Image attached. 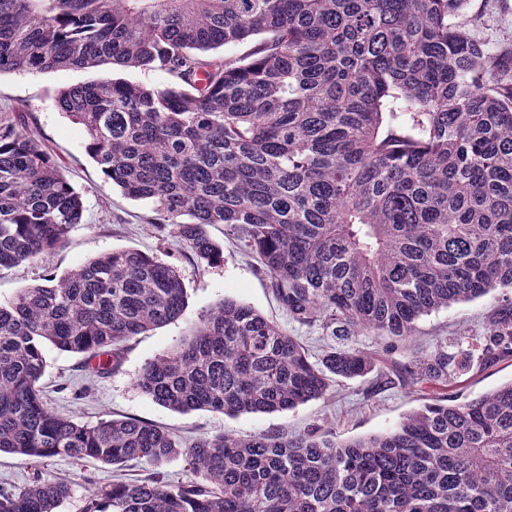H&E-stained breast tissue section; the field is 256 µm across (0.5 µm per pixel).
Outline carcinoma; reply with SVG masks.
I'll use <instances>...</instances> for the list:
<instances>
[{
	"label": "carcinoma",
	"instance_id": "cac0c4a2",
	"mask_svg": "<svg viewBox=\"0 0 512 512\" xmlns=\"http://www.w3.org/2000/svg\"><path fill=\"white\" fill-rule=\"evenodd\" d=\"M490 2L471 15L472 0H0V73L172 78L103 77L55 102L103 177L150 202L194 256L224 262L206 227L225 225L288 316L335 342L313 361L226 299L144 365V394L181 413L292 410L376 370L360 332L409 339L421 317L497 289L482 335L409 358L377 388L442 391L512 360V45L469 33ZM83 211L25 123L0 124V268L61 247ZM186 302L174 266L122 249L0 303V452L152 468L81 512H512V381L348 441L226 432L183 447L136 418L87 425L48 407L44 344L103 377L123 342ZM179 456L201 480L164 481ZM70 486L36 475L0 488V512H58Z\"/></svg>",
	"mask_w": 512,
	"mask_h": 512
}]
</instances>
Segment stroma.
Returning a JSON list of instances; mask_svg holds the SVG:
<instances>
[{"label":"stroma","instance_id":"obj_1","mask_svg":"<svg viewBox=\"0 0 512 512\" xmlns=\"http://www.w3.org/2000/svg\"><path fill=\"white\" fill-rule=\"evenodd\" d=\"M102 69H69L45 74H0V120L23 117L42 147L64 167V174L84 203L82 223L73 225L66 243L37 262L0 269V302L12 299L20 290L41 284L49 275L63 276L91 258L115 249L132 248L154 255L173 265L180 273L186 291L183 315L167 324L127 340L121 363L104 377L84 367L82 355L62 352L45 345L47 366L42 378L47 402L75 420L93 424L102 419L133 417L163 427L183 443L224 432L237 434L273 433L294 436L316 428L340 440H350L388 431L402 417L434 399L433 392L410 390L393 385L369 392L370 378L344 380L333 384L326 398L286 412L245 414L229 418L208 410L179 413L163 407L144 395L135 380L144 364L176 349L191 328L224 299L246 304L278 323L313 354H321L329 337L314 327L292 321L276 299L267 276L257 269L255 258L242 252L223 225L207 231L224 245V261L208 265L197 259L168 231L148 224L150 204L130 199L119 188L103 179L97 165L84 149V132L55 104L61 88L80 85L102 76ZM493 303L486 296L453 305L424 317L409 342L365 333L356 343L377 353L380 368L404 362L414 355L428 354L442 341L459 332L482 334ZM512 381V362L500 363L480 373L463 376L449 387V398L464 401L488 393ZM67 476L71 495L59 512H81L86 497L111 484V466L74 463L58 457L34 466L24 457L0 453V486L20 485L33 473Z\"/></svg>","mask_w":512,"mask_h":512}]
</instances>
